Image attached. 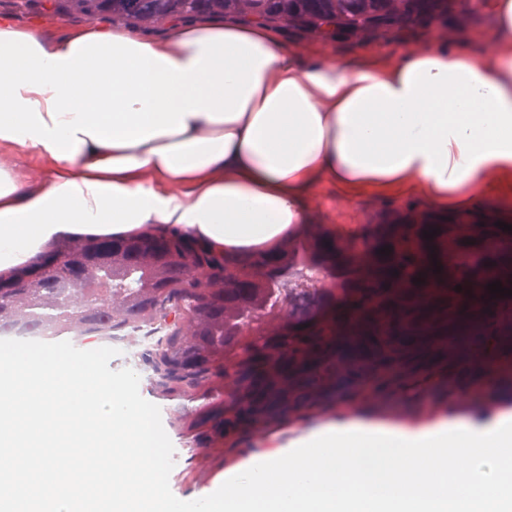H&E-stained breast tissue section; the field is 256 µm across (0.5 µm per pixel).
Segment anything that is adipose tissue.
Returning <instances> with one entry per match:
<instances>
[{"label": "adipose tissue", "mask_w": 512, "mask_h": 512, "mask_svg": "<svg viewBox=\"0 0 512 512\" xmlns=\"http://www.w3.org/2000/svg\"><path fill=\"white\" fill-rule=\"evenodd\" d=\"M41 163L27 172L24 159ZM381 191L499 219L512 0L390 54L220 17L145 33L0 15V270L74 237L188 239L265 271L323 202Z\"/></svg>", "instance_id": "obj_1"}]
</instances>
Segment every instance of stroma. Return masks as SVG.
Wrapping results in <instances>:
<instances>
[{
    "instance_id": "35a3bbf8",
    "label": "stroma",
    "mask_w": 512,
    "mask_h": 512,
    "mask_svg": "<svg viewBox=\"0 0 512 512\" xmlns=\"http://www.w3.org/2000/svg\"><path fill=\"white\" fill-rule=\"evenodd\" d=\"M298 19L286 26L294 40L320 36L344 54L383 38L414 46L418 29L397 27L400 16L413 15L412 0H323L319 14L307 13L302 0H291ZM357 217H344L328 239L312 225L305 242L289 244L285 259L270 264L265 277L287 311L271 319L267 342H287L302 351L292 370L305 373L306 387L286 404L270 406L263 393L243 396L258 408L265 429H230L227 445L189 451L176 427L166 433L175 465L172 493L194 500L213 493L224 479L250 468L270 451L288 453L302 438L328 423L396 425L415 428L441 420L449 426L488 425L512 413V373L494 390L465 399H449L457 372L468 365L472 345L483 354L512 360V296L491 297L477 284L466 262L475 247L476 230L487 224L484 211L442 216L413 195L394 199L369 191ZM434 230L430 242L423 233ZM426 244L443 259L442 269L416 284L415 266L382 278L379 291L367 293L352 280L350 267L332 259V248L387 245L395 250Z\"/></svg>"
}]
</instances>
